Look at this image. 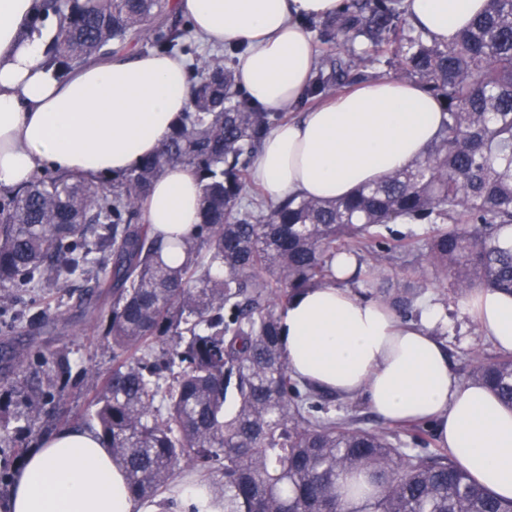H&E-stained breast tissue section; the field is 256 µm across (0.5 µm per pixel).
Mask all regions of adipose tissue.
Segmentation results:
<instances>
[{
  "label": "adipose tissue",
  "mask_w": 512,
  "mask_h": 512,
  "mask_svg": "<svg viewBox=\"0 0 512 512\" xmlns=\"http://www.w3.org/2000/svg\"><path fill=\"white\" fill-rule=\"evenodd\" d=\"M343 0H172L207 46H239L237 84L271 112L291 109L316 64L304 17L335 15ZM411 23L453 45L485 0H403ZM40 0H0V188L19 190L43 167L117 177L168 141L189 104L182 57L129 46L88 60L66 76L45 63L59 35L35 22ZM444 115L414 83L365 81L275 127L252 176L268 201L289 195L351 196L426 157ZM201 183L185 165L153 181L144 220L165 239L200 221ZM338 282L304 289L280 316L281 348L294 377L343 398H363L382 420L431 426L478 483L512 498V409L484 386L448 370L435 332L439 308L404 324L385 304L342 279L355 259L337 257ZM471 315L484 336L512 353V296L474 291ZM9 512H158L138 501L95 432L65 430L31 452L11 487Z\"/></svg>",
  "instance_id": "ef3b65f1"
}]
</instances>
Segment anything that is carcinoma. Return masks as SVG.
Segmentation results:
<instances>
[{"label": "carcinoma", "instance_id": "carcinoma-1", "mask_svg": "<svg viewBox=\"0 0 512 512\" xmlns=\"http://www.w3.org/2000/svg\"><path fill=\"white\" fill-rule=\"evenodd\" d=\"M60 33L47 65L61 74L110 46L136 44L192 59L189 109L159 153L123 176L98 181L50 169L23 190L0 193V303L28 295L26 312L44 325L41 294L82 280L111 299L101 318L112 340V370L86 413L131 492L168 489L183 470L217 474L209 485L224 512H512L470 479L455 456L431 448L421 424L400 434L329 414L328 393L295 378L280 347L279 319L305 288L333 280L336 256L366 264L392 295L394 254L452 280L512 295V0H486L448 47L409 24L402 0H344L333 17L306 19L324 49L295 107L338 94L350 72L384 65L436 97L448 114L427 157L334 201L287 196L266 202L250 180L262 140L287 119L236 87L234 60L203 59L190 26L169 0H41ZM188 165L202 182L201 221L174 243L186 259L160 258L161 236L143 221L154 178ZM397 220L430 224L425 243L382 241ZM23 378L0 389V443L23 453L64 428L61 383L71 351H8ZM470 380L512 407V354H476ZM368 477L358 504L339 489L346 475Z\"/></svg>", "mask_w": 512, "mask_h": 512}]
</instances>
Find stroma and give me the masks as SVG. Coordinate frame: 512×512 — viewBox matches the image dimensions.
Here are the masks:
<instances>
[{
	"instance_id": "stroma-1",
	"label": "stroma",
	"mask_w": 512,
	"mask_h": 512,
	"mask_svg": "<svg viewBox=\"0 0 512 512\" xmlns=\"http://www.w3.org/2000/svg\"><path fill=\"white\" fill-rule=\"evenodd\" d=\"M86 289V283L76 281L48 293L50 304L62 301L67 305L65 318L58 322L56 329L31 325L22 319L8 335H0V346L4 348L50 351L66 347L72 351L76 363L61 406L73 424L80 422L101 379L112 369V343L106 339L102 327L88 317L89 311L104 309L105 304L88 296ZM407 293L413 298V320H420L425 306L435 305L442 310L443 322L437 332L448 350V367L458 379L467 380L473 351L488 354L495 351L468 314V297L454 292L449 280L435 277L427 268L422 269Z\"/></svg>"
}]
</instances>
